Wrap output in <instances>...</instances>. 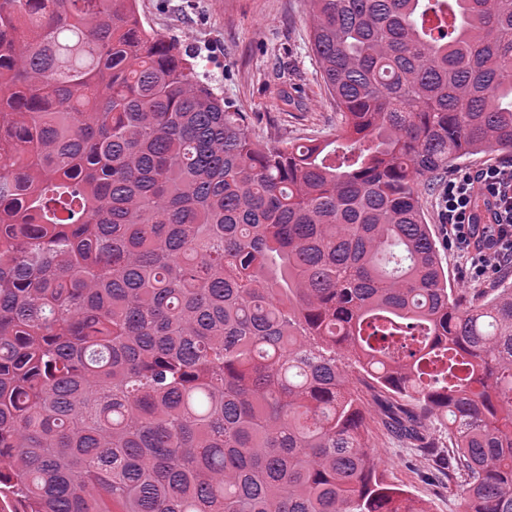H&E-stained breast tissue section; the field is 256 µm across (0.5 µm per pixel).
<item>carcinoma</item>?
<instances>
[{"label": "carcinoma", "mask_w": 512, "mask_h": 512, "mask_svg": "<svg viewBox=\"0 0 512 512\" xmlns=\"http://www.w3.org/2000/svg\"><path fill=\"white\" fill-rule=\"evenodd\" d=\"M332 140L260 146L136 0H0V493L21 512H512V288L448 278L424 181L512 153V0H310ZM346 370L349 379L359 389L366 409L371 444L389 481L408 490L414 498L429 501L433 512H461L457 488L448 483L436 457L416 448L390 426L388 394L375 386L359 383V375L351 367Z\"/></svg>", "instance_id": "obj_1"}]
</instances>
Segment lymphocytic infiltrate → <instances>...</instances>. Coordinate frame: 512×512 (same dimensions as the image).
<instances>
[{
    "instance_id": "1",
    "label": "lymphocytic infiltrate",
    "mask_w": 512,
    "mask_h": 512,
    "mask_svg": "<svg viewBox=\"0 0 512 512\" xmlns=\"http://www.w3.org/2000/svg\"><path fill=\"white\" fill-rule=\"evenodd\" d=\"M438 207L471 279L512 265V161L450 177L439 189Z\"/></svg>"
}]
</instances>
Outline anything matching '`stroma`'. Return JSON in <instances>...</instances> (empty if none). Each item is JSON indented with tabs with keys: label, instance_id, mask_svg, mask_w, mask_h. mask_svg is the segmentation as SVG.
<instances>
[{
	"label": "stroma",
	"instance_id": "35a3bbf8",
	"mask_svg": "<svg viewBox=\"0 0 512 512\" xmlns=\"http://www.w3.org/2000/svg\"><path fill=\"white\" fill-rule=\"evenodd\" d=\"M145 26L187 46L198 56L200 77L233 110L245 113L251 136L261 144L333 138L340 112L327 89L312 47L308 0H137ZM440 174L421 188V203L448 273L459 293L512 282V273H489L469 283L438 217L437 194L447 181ZM377 460L390 482L433 512H460L457 488L440 470L433 448L448 445L439 421L422 432L431 451L416 448L390 425L384 390L361 385Z\"/></svg>",
	"mask_w": 512,
	"mask_h": 512
}]
</instances>
